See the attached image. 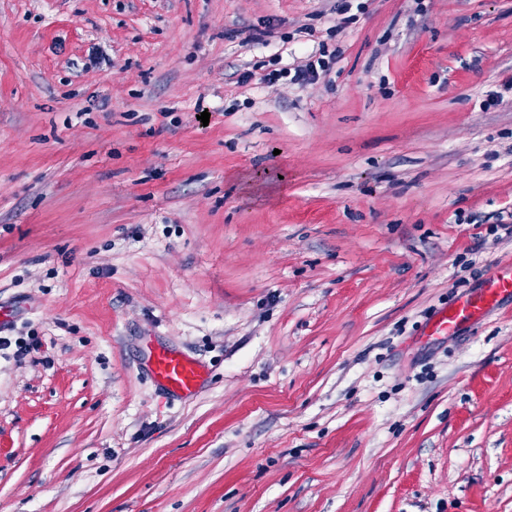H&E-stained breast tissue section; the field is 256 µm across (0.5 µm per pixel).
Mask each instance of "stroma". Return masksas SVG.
Returning a JSON list of instances; mask_svg holds the SVG:
<instances>
[{
  "instance_id": "obj_1",
  "label": "stroma",
  "mask_w": 512,
  "mask_h": 512,
  "mask_svg": "<svg viewBox=\"0 0 512 512\" xmlns=\"http://www.w3.org/2000/svg\"><path fill=\"white\" fill-rule=\"evenodd\" d=\"M363 3L0 0V512H512V0ZM293 70L294 74L291 81L302 87L319 80L321 74L327 71V65L323 58L314 60L312 57L302 61ZM505 295H512V265L490 274L479 291L439 312L431 323L430 335L454 334L464 324L482 318ZM149 370L165 390L176 395L193 394L205 381L201 366L193 358L165 348L150 353Z\"/></svg>"
}]
</instances>
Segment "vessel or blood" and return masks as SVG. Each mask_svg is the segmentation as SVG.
<instances>
[{
	"mask_svg": "<svg viewBox=\"0 0 512 512\" xmlns=\"http://www.w3.org/2000/svg\"><path fill=\"white\" fill-rule=\"evenodd\" d=\"M507 295H512V265L490 274L479 291L439 312L431 323V335L454 334L464 324L482 318ZM149 370L165 390L176 395L195 393L205 381L201 366L193 358L165 348L151 352Z\"/></svg>",
	"mask_w": 512,
	"mask_h": 512,
	"instance_id": "b4317fda",
	"label": "vessel or blood"
}]
</instances>
